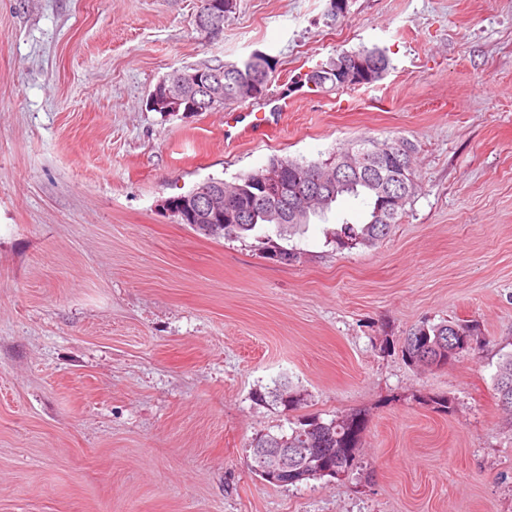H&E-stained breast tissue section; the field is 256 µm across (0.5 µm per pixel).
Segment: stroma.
<instances>
[{
	"label": "stroma",
	"instance_id": "1",
	"mask_svg": "<svg viewBox=\"0 0 512 512\" xmlns=\"http://www.w3.org/2000/svg\"><path fill=\"white\" fill-rule=\"evenodd\" d=\"M237 0L219 37L199 0H0V512H512V430L496 365L512 351V0ZM379 47L376 83L303 74ZM277 62L263 98L165 117L175 70ZM282 107L239 140L225 116ZM417 147L418 191L377 246L326 233L339 200L265 257L263 231L213 239L168 198L270 158L362 138ZM467 321L479 354L403 358L429 321ZM288 378V412L256 392ZM436 397L453 410L433 409ZM368 415L346 478L267 483L249 444L289 419Z\"/></svg>",
	"mask_w": 512,
	"mask_h": 512
}]
</instances>
